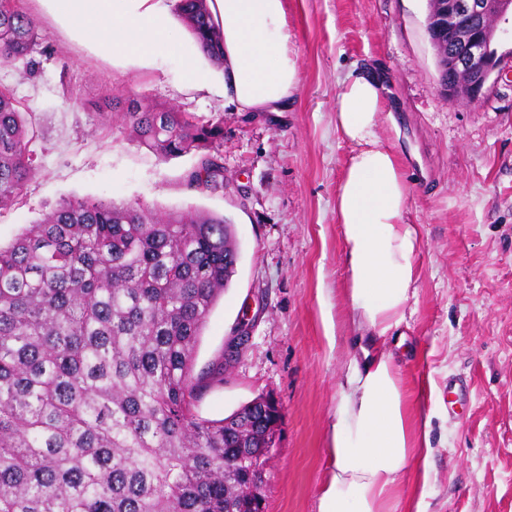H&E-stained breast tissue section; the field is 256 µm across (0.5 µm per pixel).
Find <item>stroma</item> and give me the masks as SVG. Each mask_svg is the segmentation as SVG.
<instances>
[{
	"mask_svg": "<svg viewBox=\"0 0 512 512\" xmlns=\"http://www.w3.org/2000/svg\"><path fill=\"white\" fill-rule=\"evenodd\" d=\"M20 5L40 21L36 65L0 67V90L28 122L35 173L0 208V246L65 200L230 219L240 257L195 372L220 361L239 325L248 340L194 412L218 420L260 395L280 403L266 512L321 508L339 382L356 343L335 210L351 146L336 129V96L356 65H376L386 104L378 133L401 154L407 219L421 233L412 314L384 346L411 436L429 417L433 446L429 464L411 460L403 473L398 512H512V61L480 101L451 100L437 86L428 0H286L295 100L282 112H241L221 90L183 89L175 62L122 65L71 37L41 0ZM132 99L223 119V189L187 188L194 154L165 160L131 142L122 114Z\"/></svg>",
	"mask_w": 512,
	"mask_h": 512,
	"instance_id": "obj_1",
	"label": "stroma"
}]
</instances>
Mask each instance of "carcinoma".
Listing matches in <instances>:
<instances>
[{"label":"carcinoma","instance_id":"obj_1","mask_svg":"<svg viewBox=\"0 0 512 512\" xmlns=\"http://www.w3.org/2000/svg\"><path fill=\"white\" fill-rule=\"evenodd\" d=\"M177 10L224 67L207 0ZM40 36L0 0V65ZM124 122L162 158L196 155L189 188H224L222 121L133 103ZM28 137L0 90V206L34 174ZM237 259L222 215L113 201H64L0 247V512H260L281 407L262 396L220 420L194 413L230 364L192 375Z\"/></svg>","mask_w":512,"mask_h":512}]
</instances>
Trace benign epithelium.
<instances>
[{"label":"benign epithelium","instance_id":"7a95c632","mask_svg":"<svg viewBox=\"0 0 512 512\" xmlns=\"http://www.w3.org/2000/svg\"><path fill=\"white\" fill-rule=\"evenodd\" d=\"M427 32L440 92L476 102L504 64L490 55V43L512 39V0H428Z\"/></svg>","mask_w":512,"mask_h":512}]
</instances>
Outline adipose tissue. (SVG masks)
<instances>
[{"label":"adipose tissue","instance_id":"ef3b65f1","mask_svg":"<svg viewBox=\"0 0 512 512\" xmlns=\"http://www.w3.org/2000/svg\"><path fill=\"white\" fill-rule=\"evenodd\" d=\"M51 12L113 59L180 65V81L205 90L212 72L185 51L169 24L167 0H47ZM224 41V93L243 112L293 102L300 78L288 52L284 0H208ZM383 77L367 66L349 74L336 100V128L351 146L336 195L344 227L351 323L361 342L340 385L321 512H396L403 469L428 461L430 438L413 448L398 368L384 339L407 321L417 292L420 233L407 223L409 183L377 132Z\"/></svg>","mask_w":512,"mask_h":512}]
</instances>
